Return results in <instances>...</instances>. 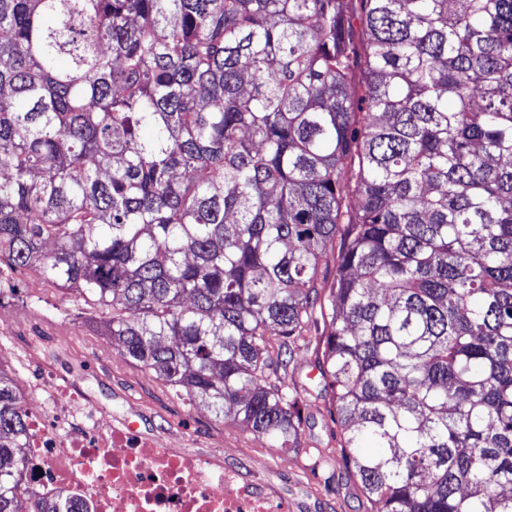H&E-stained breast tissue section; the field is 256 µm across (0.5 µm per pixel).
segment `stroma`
I'll list each match as a JSON object with an SVG mask.
<instances>
[{"instance_id": "stroma-1", "label": "stroma", "mask_w": 512, "mask_h": 512, "mask_svg": "<svg viewBox=\"0 0 512 512\" xmlns=\"http://www.w3.org/2000/svg\"><path fill=\"white\" fill-rule=\"evenodd\" d=\"M107 319V311L36 272L0 265V336L18 351L34 340L46 353L56 354L59 373L79 376L113 418L137 422L141 433L171 440L180 448L223 449L226 463L243 477L262 471L287 500L288 512H369L360 486L347 472L336 473L330 491L323 476L312 472L318 453L336 447L323 399H307L309 424L302 447H263L244 425L215 416L205 405H189L110 344L103 334ZM316 357L313 338L299 342L281 375L286 390L311 387Z\"/></svg>"}]
</instances>
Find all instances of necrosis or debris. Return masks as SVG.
I'll return each mask as SVG.
<instances>
[{"label": "necrosis or debris", "mask_w": 512, "mask_h": 512, "mask_svg": "<svg viewBox=\"0 0 512 512\" xmlns=\"http://www.w3.org/2000/svg\"><path fill=\"white\" fill-rule=\"evenodd\" d=\"M29 493L76 512H288L265 477L241 478L221 449L205 453L116 426L80 384L44 369L23 384Z\"/></svg>", "instance_id": "obj_1"}]
</instances>
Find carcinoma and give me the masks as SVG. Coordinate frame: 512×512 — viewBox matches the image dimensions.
I'll return each mask as SVG.
<instances>
[{"label": "carcinoma", "instance_id": "cac0c4a2", "mask_svg": "<svg viewBox=\"0 0 512 512\" xmlns=\"http://www.w3.org/2000/svg\"><path fill=\"white\" fill-rule=\"evenodd\" d=\"M0 264L267 448L318 311L323 466L512 512V0H0ZM21 401L0 370V512H75L24 496Z\"/></svg>", "mask_w": 512, "mask_h": 512}]
</instances>
